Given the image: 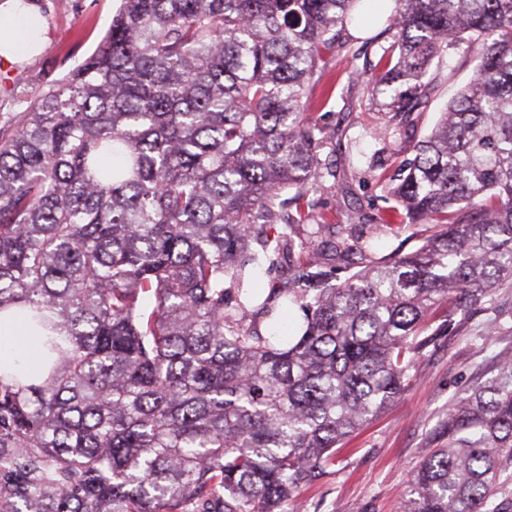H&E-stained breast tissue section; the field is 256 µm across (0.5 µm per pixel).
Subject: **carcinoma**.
Listing matches in <instances>:
<instances>
[{"mask_svg":"<svg viewBox=\"0 0 512 512\" xmlns=\"http://www.w3.org/2000/svg\"><path fill=\"white\" fill-rule=\"evenodd\" d=\"M363 2L120 0L0 126V320L33 340L0 362V512H294L453 315L512 288V0H392L366 92L413 158L378 219L439 230L332 283L353 246L313 198L336 165L304 110ZM450 50L472 78L417 139ZM286 304L283 342L261 323ZM511 467L512 355L448 405L411 512H500Z\"/></svg>","mask_w":512,"mask_h":512,"instance_id":"carcinoma-1","label":"carcinoma"}]
</instances>
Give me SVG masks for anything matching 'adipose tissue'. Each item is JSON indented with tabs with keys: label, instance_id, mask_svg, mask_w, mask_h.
I'll use <instances>...</instances> for the list:
<instances>
[{
	"label": "adipose tissue",
	"instance_id": "adipose-tissue-1",
	"mask_svg": "<svg viewBox=\"0 0 512 512\" xmlns=\"http://www.w3.org/2000/svg\"><path fill=\"white\" fill-rule=\"evenodd\" d=\"M40 13L34 0H0V60L13 63L28 43L38 42Z\"/></svg>",
	"mask_w": 512,
	"mask_h": 512
}]
</instances>
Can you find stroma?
<instances>
[{"label":"stroma","mask_w":512,"mask_h":512,"mask_svg":"<svg viewBox=\"0 0 512 512\" xmlns=\"http://www.w3.org/2000/svg\"><path fill=\"white\" fill-rule=\"evenodd\" d=\"M44 22L43 43L21 62L0 65V121L10 122L48 84L66 75L98 47L112 22L117 0H35ZM392 41L382 26L351 29L348 55L330 62L310 93L309 112L334 133L327 152L337 166L335 180L318 195L330 223L344 224L362 246L348 258L347 271L408 252L429 237V224L376 225L383 193L381 180L397 171L393 149L399 139L377 138L388 115L363 97V84L375 74L383 46ZM438 83L424 111L415 113L416 136L427 135L449 100L470 79L474 63L459 53L434 60ZM512 310V289L500 291L495 306L455 315L452 334L428 346L417 363V380L389 409L354 436L324 474L299 494L301 512H408L409 480L435 443L432 435L449 403L475 382L490 361L512 353V329L492 340H474L476 329Z\"/></svg>","instance_id":"obj_1"}]
</instances>
